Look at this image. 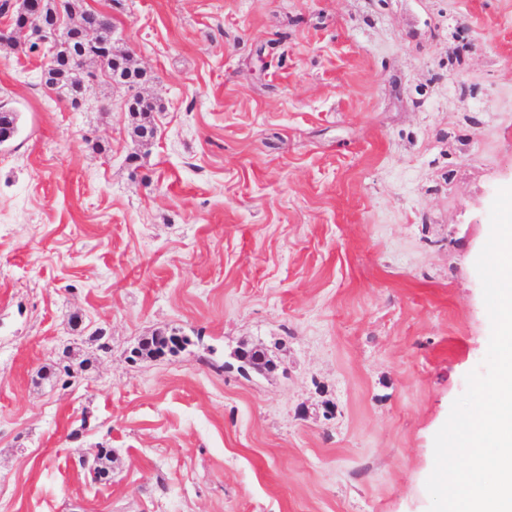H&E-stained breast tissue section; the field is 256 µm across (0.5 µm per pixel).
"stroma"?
<instances>
[{
  "mask_svg": "<svg viewBox=\"0 0 512 512\" xmlns=\"http://www.w3.org/2000/svg\"><path fill=\"white\" fill-rule=\"evenodd\" d=\"M80 4L134 82L75 108L0 47V512H428L491 335L512 0ZM142 100L140 98L136 99V107L132 108V114L137 119V123L134 126V134L141 139H150L153 137V128L150 126V116L154 110V106L147 105L142 107Z\"/></svg>",
  "mask_w": 512,
  "mask_h": 512,
  "instance_id": "obj_1",
  "label": "stroma"
}]
</instances>
